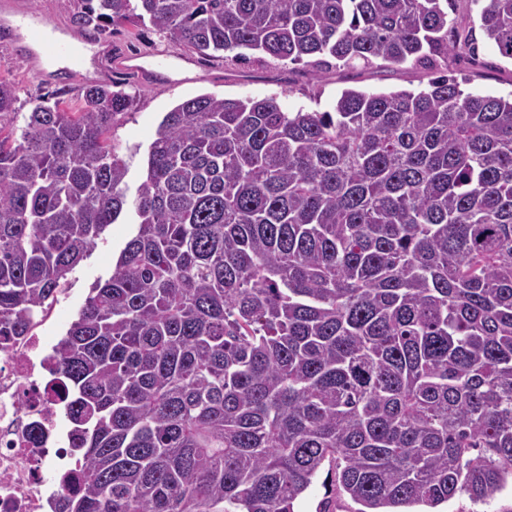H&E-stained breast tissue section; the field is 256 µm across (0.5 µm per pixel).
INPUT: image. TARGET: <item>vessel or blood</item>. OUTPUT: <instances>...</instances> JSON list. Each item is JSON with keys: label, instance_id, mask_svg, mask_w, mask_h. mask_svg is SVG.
I'll return each mask as SVG.
<instances>
[{"label": "vessel or blood", "instance_id": "obj_1", "mask_svg": "<svg viewBox=\"0 0 512 512\" xmlns=\"http://www.w3.org/2000/svg\"><path fill=\"white\" fill-rule=\"evenodd\" d=\"M28 40V65L34 75H42V61L46 58L66 56L70 71L81 69V60L72 53V43L67 32L47 19L14 9L12 0H0V45L15 47L17 42Z\"/></svg>", "mask_w": 512, "mask_h": 512}]
</instances>
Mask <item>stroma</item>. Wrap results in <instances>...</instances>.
Segmentation results:
<instances>
[{
  "mask_svg": "<svg viewBox=\"0 0 512 512\" xmlns=\"http://www.w3.org/2000/svg\"><path fill=\"white\" fill-rule=\"evenodd\" d=\"M23 9L34 11L57 24L70 28L77 44L106 42L112 54L100 58L98 71L105 83H118L120 89L135 98L127 114L119 116L110 138L128 163L126 182L129 191H136L145 176L147 149L164 115L184 100L210 94L227 98L276 97L288 112L332 110L337 95L352 88L366 92L399 89L416 90L427 86L432 66L407 63L400 68H369L347 70L330 67L323 80L314 79L309 68L283 64L248 52L246 59L229 61L221 57L199 59L190 48L176 45L149 27L133 29L117 27L113 32L74 27L71 19L78 0H17ZM472 55L449 57L448 71L462 79L464 91L474 94L506 96L512 94V60L502 57L486 40H479ZM128 56L141 57L145 70L138 73L121 67ZM0 79L16 89L15 124H22L40 97L59 94L65 105L78 107L87 81L76 75L65 82L35 78L17 50L0 48ZM132 218L119 219L105 231L94 250L68 275V297L59 298L57 323L49 328L52 336H63L77 318L93 284L106 280L126 242L136 233ZM329 503L334 512H357L358 506L349 497L338 493L328 472H320L311 487L296 502V512H319L322 503Z\"/></svg>",
  "mask_w": 512,
  "mask_h": 512,
  "instance_id": "obj_1",
  "label": "stroma"
}]
</instances>
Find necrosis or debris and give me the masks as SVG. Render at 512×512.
<instances>
[{"label": "necrosis or debris", "mask_w": 512, "mask_h": 512, "mask_svg": "<svg viewBox=\"0 0 512 512\" xmlns=\"http://www.w3.org/2000/svg\"><path fill=\"white\" fill-rule=\"evenodd\" d=\"M43 309L26 335L0 338V512H46L60 472L73 458L60 440L67 430L52 387L53 344Z\"/></svg>", "instance_id": "1"}]
</instances>
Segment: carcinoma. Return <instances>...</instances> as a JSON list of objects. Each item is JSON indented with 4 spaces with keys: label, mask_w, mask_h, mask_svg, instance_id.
I'll return each instance as SVG.
<instances>
[{
    "label": "carcinoma",
    "mask_w": 512,
    "mask_h": 512,
    "mask_svg": "<svg viewBox=\"0 0 512 512\" xmlns=\"http://www.w3.org/2000/svg\"><path fill=\"white\" fill-rule=\"evenodd\" d=\"M455 0H81L201 57L315 70L476 51ZM480 29L512 59V0ZM334 111L199 95L143 181L107 134L134 97L40 98L0 135V336H22L122 214L138 229L55 347L79 449L53 512H295L325 465L359 512L512 479V97L438 70ZM0 80V123L16 114Z\"/></svg>",
    "instance_id": "obj_1"
}]
</instances>
